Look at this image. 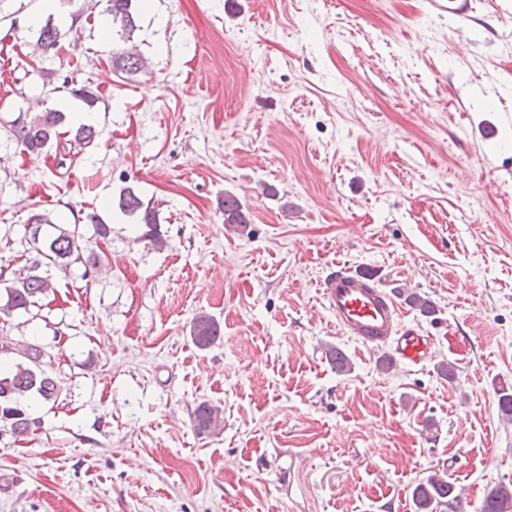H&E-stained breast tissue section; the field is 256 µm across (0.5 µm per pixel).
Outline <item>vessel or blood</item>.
<instances>
[{"mask_svg": "<svg viewBox=\"0 0 512 512\" xmlns=\"http://www.w3.org/2000/svg\"><path fill=\"white\" fill-rule=\"evenodd\" d=\"M322 295L343 335L371 350L389 348L394 358L410 366L430 357L433 337L404 324L399 302L378 287L372 274L336 270L323 281Z\"/></svg>", "mask_w": 512, "mask_h": 512, "instance_id": "obj_1", "label": "vessel or blood"}]
</instances>
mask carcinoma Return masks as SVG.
<instances>
[{"mask_svg":"<svg viewBox=\"0 0 512 512\" xmlns=\"http://www.w3.org/2000/svg\"><path fill=\"white\" fill-rule=\"evenodd\" d=\"M135 2L136 0H107V11L112 16V31L126 44L121 51L113 54L112 67L128 75L147 68L146 58L132 44L134 32L138 28ZM59 39L60 30L50 23L45 24L40 29L29 57L35 60L46 54L57 46ZM66 122L67 115L60 110L27 113L25 125L15 134V139L31 153L43 150L42 138L46 132L65 155L71 153L76 156L93 145L96 138L93 126L81 124L75 129L60 131ZM118 208L128 217H139L141 223L147 227L144 237L155 248L164 247L165 240L158 231L155 208L145 204L132 188L121 191ZM52 223L54 217L43 213L34 215L33 221L25 225L24 239L34 245L39 258L25 268V273L19 274L13 287L6 289V301L0 305V314L8 317L13 311L28 309L34 297L53 287L51 279L39 273L42 259H47L62 270L68 269L81 259V235L77 230L61 228L52 238L40 237L42 226ZM224 223L236 230L245 229L250 223L247 208L230 192L224 193ZM191 335L198 347L206 349L219 339L220 325L212 315L200 312L192 321ZM19 356L23 361L16 362L5 370L0 369V425L8 428L16 438L28 435L35 426L34 419L23 405V398L35 393L45 402H54L61 391L58 381L42 368L43 352L40 347L28 344L19 351ZM213 414L214 408L210 405H199L195 413L196 429L202 433L211 431ZM453 491L452 483L434 476L418 483L412 491L417 512H437L438 507L454 500ZM481 512H512V488L506 485L491 488L484 497Z\"/></svg>","mask_w":512,"mask_h":512,"instance_id":"obj_1","label":"carcinoma"}]
</instances>
